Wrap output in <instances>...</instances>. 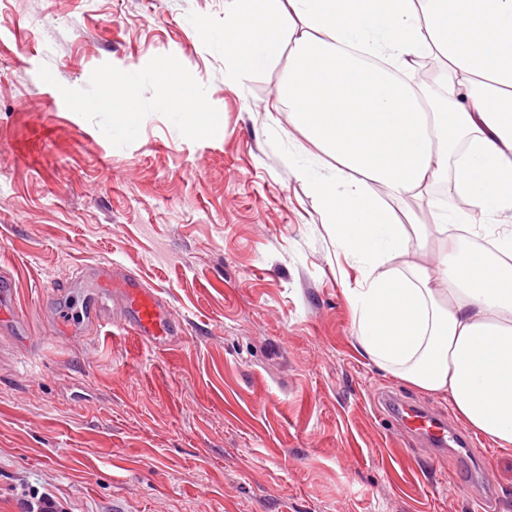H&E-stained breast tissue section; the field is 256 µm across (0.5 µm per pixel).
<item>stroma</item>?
<instances>
[{"label": "stroma", "mask_w": 512, "mask_h": 512, "mask_svg": "<svg viewBox=\"0 0 512 512\" xmlns=\"http://www.w3.org/2000/svg\"><path fill=\"white\" fill-rule=\"evenodd\" d=\"M232 16L0 0V512H512L511 456L382 428L392 395L457 418L354 339L363 272L299 173L336 163L288 124L287 50L234 73ZM107 263L158 290L171 350L83 321L70 282Z\"/></svg>", "instance_id": "obj_1"}]
</instances>
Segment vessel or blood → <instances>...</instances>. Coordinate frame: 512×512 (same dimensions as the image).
<instances>
[{
    "instance_id": "1",
    "label": "vessel or blood",
    "mask_w": 512,
    "mask_h": 512,
    "mask_svg": "<svg viewBox=\"0 0 512 512\" xmlns=\"http://www.w3.org/2000/svg\"><path fill=\"white\" fill-rule=\"evenodd\" d=\"M90 286L94 295L88 303V314L94 330L111 327V319L100 306L103 299L111 297L118 301L123 312L121 330L138 336L143 343L155 346L176 335L177 327L157 290L147 287L136 276L117 274L111 267L103 266L91 275ZM390 412L406 432L434 449H448L456 456L470 457L478 447L473 437L425 409L394 404Z\"/></svg>"
}]
</instances>
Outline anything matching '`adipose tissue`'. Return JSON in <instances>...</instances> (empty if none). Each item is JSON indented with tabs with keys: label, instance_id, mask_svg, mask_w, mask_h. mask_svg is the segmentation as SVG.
<instances>
[{
	"label": "adipose tissue",
	"instance_id": "ef3b65f1",
	"mask_svg": "<svg viewBox=\"0 0 512 512\" xmlns=\"http://www.w3.org/2000/svg\"><path fill=\"white\" fill-rule=\"evenodd\" d=\"M224 55L238 73L289 43L288 122L336 162L312 189L363 267L349 291L357 343L391 375L447 397L455 415L512 455V0H235ZM303 27L284 37L287 16ZM447 62L424 108L416 58ZM464 210L435 209L448 246L434 270L385 268L425 248L427 227L391 218L368 183L418 196L441 176ZM485 250L464 248L467 237Z\"/></svg>",
	"mask_w": 512,
	"mask_h": 512
}]
</instances>
